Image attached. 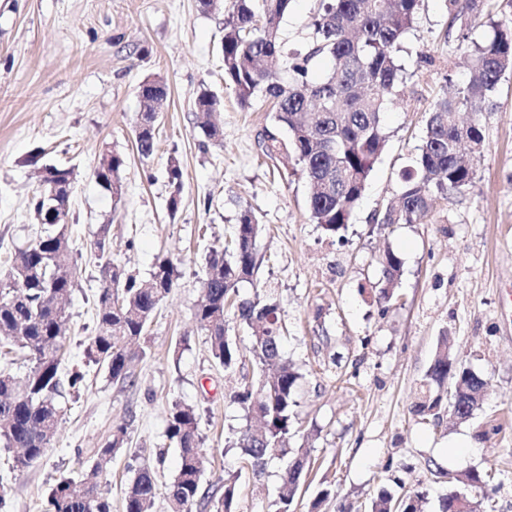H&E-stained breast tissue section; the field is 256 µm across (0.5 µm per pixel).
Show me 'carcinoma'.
<instances>
[{
    "label": "carcinoma",
    "mask_w": 512,
    "mask_h": 512,
    "mask_svg": "<svg viewBox=\"0 0 512 512\" xmlns=\"http://www.w3.org/2000/svg\"><path fill=\"white\" fill-rule=\"evenodd\" d=\"M420 2L318 0L307 25V41L293 47L281 29L290 0H237L233 13L224 19V82L243 107L255 102L271 105L273 116L258 133V146L272 161L293 160L300 166L310 185V219L329 234L346 231L386 146L382 114L386 104L403 92L404 67L398 52L401 40L414 27ZM448 2L444 38L449 41L458 33L464 40L468 17L479 9V0ZM321 61L328 63L329 70L314 79L311 72ZM471 64L474 77L469 82L437 97L414 167L402 173L401 191L387 205L381 223L418 224L428 215L436 195L459 192L473 183L485 136L479 123H463L459 114L483 111L502 77L512 71V33L496 29L487 41L474 44ZM140 90L144 102L135 144L138 153L148 158L156 150L155 123L167 100V88L158 79H146ZM216 105L215 97L206 92L196 100L204 117L200 128L209 140L220 136L210 120ZM123 165L120 154L108 151L93 175L101 187L117 194ZM42 171L45 182L56 186V196L49 202L46 193L34 194L33 210L40 222L36 239L15 251L7 278L0 280V344L17 348L30 362L22 378L0 372V440L6 448L20 449L15 459L19 469L39 462L54 440L59 419L55 396L65 388L80 391L86 380L79 368L69 370L65 379L60 374L68 330L63 301L80 273L67 233L73 169L46 164ZM261 233L262 225L252 212L242 210L231 244L208 256L204 295L194 310L195 320L207 332L213 358L226 369L238 361L237 346L226 335L227 312L234 310L252 329L261 374L256 385L244 386L233 399L261 422L236 442L243 464L253 470L276 456H287L283 443L294 424L299 379L284 360L287 336L277 305L266 299H238V285L257 268L256 243ZM95 250L99 271L112 268V279L101 278L102 287L94 299V334L87 356L106 364L113 380L130 383L131 364L144 354L133 346L174 288L177 266L171 258L159 257L150 280L141 284L112 262L105 239L95 243ZM382 265L380 293L387 302L402 275L403 261L389 250ZM450 367L455 373L451 404L467 408V390L474 376L455 367L448 338L443 336L428 373L429 383L437 385L439 392L425 390L413 405L415 415L439 418ZM199 421L196 408L188 404H174L167 416L165 437L180 457L177 474L164 486L170 512H191L195 503L207 498L201 491ZM126 435V425L114 426L90 474L56 479L48 497L51 512H112V501L102 492L99 477L123 448ZM307 462L305 453L288 461L276 512H292ZM223 488L216 512H233L236 481L225 480ZM158 491L155 468L137 467L126 491L125 512H151ZM424 497L423 493L397 496L383 489L372 501L371 512H421Z\"/></svg>",
    "instance_id": "obj_1"
}]
</instances>
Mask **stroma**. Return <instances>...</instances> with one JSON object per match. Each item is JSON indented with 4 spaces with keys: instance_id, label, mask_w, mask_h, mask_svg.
Instances as JSON below:
<instances>
[{
    "instance_id": "obj_1",
    "label": "stroma",
    "mask_w": 512,
    "mask_h": 512,
    "mask_svg": "<svg viewBox=\"0 0 512 512\" xmlns=\"http://www.w3.org/2000/svg\"><path fill=\"white\" fill-rule=\"evenodd\" d=\"M233 7L234 0L211 11L198 0H0V278L16 248L36 236L30 199L40 166L74 168L68 234L83 272L66 304V344L70 364L87 371L85 387L61 397L57 435L40 462L17 469L14 449L0 447L6 512H46L55 480L88 471L118 423L126 424L128 443L102 485L112 512H124L134 476L129 462L157 466L163 484L177 472L178 452L165 437L177 403L201 414L203 490L232 478L233 512H275L284 460L255 472L242 467L233 446L252 424L232 399L257 378L251 332L227 316L239 349L227 371L194 319L209 252L228 244L245 208L263 232L260 267L239 296L274 299L288 330L285 355L302 375L299 422L287 445L306 449L312 467L294 512H311L316 501L320 512H369L380 489L399 484L426 492L423 512H438L449 481L470 470L492 474L488 486L468 490L480 512H512V73L475 116L485 150L473 184L436 196L422 223L380 222L402 171L414 163L434 101L469 78L472 41L496 27L512 30V0L472 15L467 40L452 43L444 39L448 0H421L399 52L405 87L384 112L385 150L340 238L310 220L305 178L282 173L262 155L256 138L270 119L267 107H241L224 83L221 39ZM423 54L433 66H418ZM147 78L164 80L168 98L157 148L144 158L135 130ZM204 92L221 101L216 142L198 126L195 100ZM106 150L125 159L117 194L93 176ZM173 161L182 189L172 215ZM101 238L137 282L149 280L161 255L178 270L126 384L86 358L93 297L102 286L94 259ZM388 249L404 266L396 300L385 303L378 258ZM443 336L459 364L486 382L483 400L463 422L446 410L436 421L412 412ZM460 437L476 445L468 456L450 446Z\"/></svg>"
}]
</instances>
